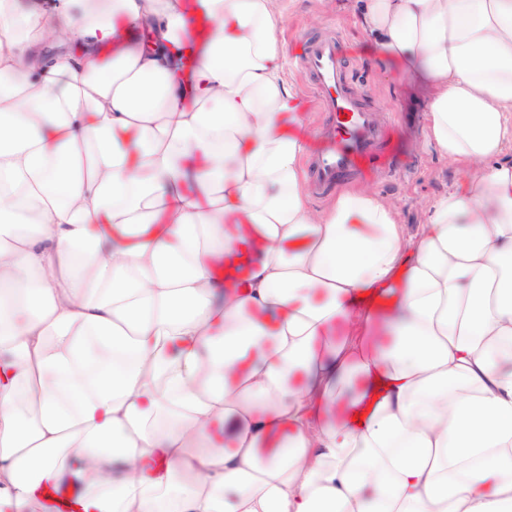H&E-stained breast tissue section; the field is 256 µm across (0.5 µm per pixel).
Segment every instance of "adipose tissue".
I'll return each mask as SVG.
<instances>
[{
  "label": "adipose tissue",
  "mask_w": 512,
  "mask_h": 512,
  "mask_svg": "<svg viewBox=\"0 0 512 512\" xmlns=\"http://www.w3.org/2000/svg\"><path fill=\"white\" fill-rule=\"evenodd\" d=\"M278 3L188 78L181 0H0V512H512V0H361L457 172L411 231L309 208Z\"/></svg>",
  "instance_id": "obj_1"
}]
</instances>
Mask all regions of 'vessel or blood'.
<instances>
[{"instance_id":"vessel-or-blood-1","label":"vessel or blood","mask_w":512,"mask_h":512,"mask_svg":"<svg viewBox=\"0 0 512 512\" xmlns=\"http://www.w3.org/2000/svg\"><path fill=\"white\" fill-rule=\"evenodd\" d=\"M184 6L189 20L185 67L191 70L198 62L197 51L209 21L197 14L194 0H184ZM299 61L324 115L318 128L322 146L308 162L313 193L324 196L345 181L391 172L396 160L387 143V124L380 111L366 105L354 90L339 35L306 39Z\"/></svg>"}]
</instances>
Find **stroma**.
Returning a JSON list of instances; mask_svg holds the SVG:
<instances>
[{
  "label": "stroma",
  "instance_id": "stroma-1",
  "mask_svg": "<svg viewBox=\"0 0 512 512\" xmlns=\"http://www.w3.org/2000/svg\"><path fill=\"white\" fill-rule=\"evenodd\" d=\"M358 0H285L278 36L287 47L288 82L296 91L304 128L299 131L308 150L318 146L315 129L323 115L305 90V78L296 68L301 36L340 33L351 64L355 89L389 119V131L400 158L395 172L371 180V187L398 209L407 227L422 223L427 205L452 186L456 171L440 158L424 137L425 112L421 97L397 72L378 57L363 51L357 20Z\"/></svg>",
  "mask_w": 512,
  "mask_h": 512
}]
</instances>
